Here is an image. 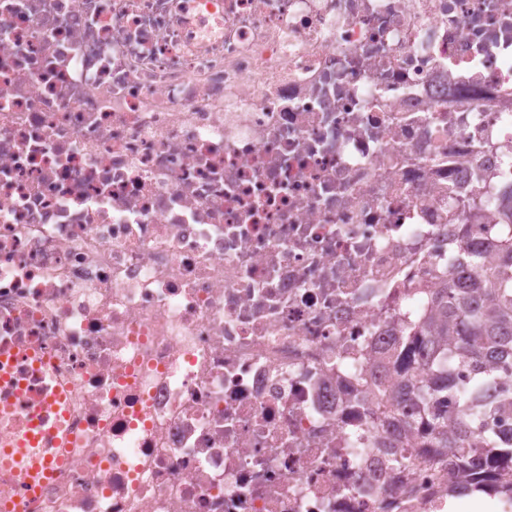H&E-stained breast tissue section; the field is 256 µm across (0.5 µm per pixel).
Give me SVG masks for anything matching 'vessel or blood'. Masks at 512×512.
Returning a JSON list of instances; mask_svg holds the SVG:
<instances>
[{"label":"vessel or blood","instance_id":"1","mask_svg":"<svg viewBox=\"0 0 512 512\" xmlns=\"http://www.w3.org/2000/svg\"><path fill=\"white\" fill-rule=\"evenodd\" d=\"M66 397L60 387H48L35 401L24 428L11 437L10 448L0 452V469L10 473L26 494H34L53 476L57 451L69 442L63 422Z\"/></svg>","mask_w":512,"mask_h":512}]
</instances>
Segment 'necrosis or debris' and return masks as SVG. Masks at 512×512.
Here are the masks:
<instances>
[{"label":"necrosis or debris","instance_id":"obj_1","mask_svg":"<svg viewBox=\"0 0 512 512\" xmlns=\"http://www.w3.org/2000/svg\"><path fill=\"white\" fill-rule=\"evenodd\" d=\"M512 0H0V345L70 387L14 512H448L378 352L501 236Z\"/></svg>","mask_w":512,"mask_h":512}]
</instances>
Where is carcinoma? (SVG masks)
I'll return each instance as SVG.
<instances>
[{
	"instance_id": "cac0c4a2",
	"label": "carcinoma",
	"mask_w": 512,
	"mask_h": 512,
	"mask_svg": "<svg viewBox=\"0 0 512 512\" xmlns=\"http://www.w3.org/2000/svg\"><path fill=\"white\" fill-rule=\"evenodd\" d=\"M473 270L453 274L434 298V309L412 326L392 365L402 386L382 396L376 419L395 430L423 429L427 447L451 457L459 480L448 492L512 496L481 472L512 471V440L487 427L490 417L512 412V234L489 260L472 259ZM457 396L453 431L434 399Z\"/></svg>"
}]
</instances>
